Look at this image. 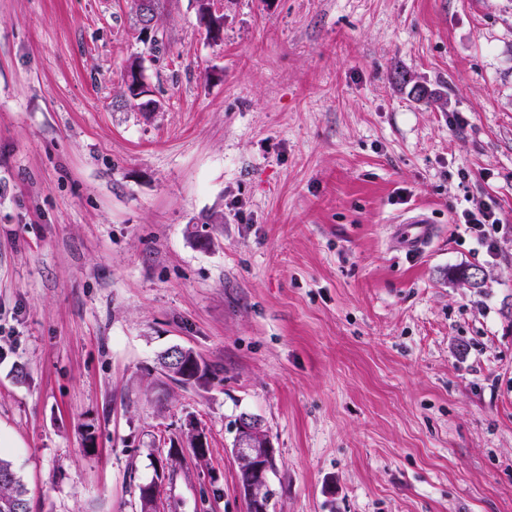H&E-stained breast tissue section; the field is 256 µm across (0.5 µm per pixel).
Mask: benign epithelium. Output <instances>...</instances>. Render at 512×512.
Listing matches in <instances>:
<instances>
[{"mask_svg":"<svg viewBox=\"0 0 512 512\" xmlns=\"http://www.w3.org/2000/svg\"><path fill=\"white\" fill-rule=\"evenodd\" d=\"M142 22L139 34L148 38L154 32V22L150 18L154 12L152 0L138 2ZM198 20L209 32L211 39L218 41L224 37V0H195ZM127 82L133 83L131 101L136 109L145 112L157 111L158 105L153 101V91L143 79V58L139 57L128 64ZM198 360L197 354L190 348L173 346L167 349L159 359L163 373L169 378H179V369L185 359ZM259 419L245 415L236 424L234 451L239 473L244 477L240 482V492L248 503L250 512H266L269 500L257 493V490L269 486L270 475L275 470V449L268 436L260 432ZM173 448H192L195 456H200L208 447L205 431L193 419L187 423L185 439L171 442ZM143 508L148 512H157L160 482L153 481L141 486Z\"/></svg>","mask_w":512,"mask_h":512,"instance_id":"benign-epithelium-1","label":"benign epithelium"}]
</instances>
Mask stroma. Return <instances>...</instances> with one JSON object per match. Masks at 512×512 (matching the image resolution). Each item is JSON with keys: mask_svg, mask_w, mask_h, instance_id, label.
<instances>
[{"mask_svg": "<svg viewBox=\"0 0 512 512\" xmlns=\"http://www.w3.org/2000/svg\"><path fill=\"white\" fill-rule=\"evenodd\" d=\"M165 4L149 43L131 0H0V457L29 512H140L154 480L158 512H247L243 413L271 512H512V0H224L219 41ZM137 56L160 111L119 105ZM414 207L422 255L388 241ZM174 345L209 386L162 373ZM190 417L202 460L170 449ZM467 202L470 204L461 213L462 223L483 242L487 253L492 255L497 249V240L491 231L495 234V228L501 223L500 218L494 207L486 201L469 198ZM197 356L198 355L190 348L181 347V346H173V347L167 349L160 356L159 364L161 366L163 373L167 377H169L170 379L174 378V381L182 386H188V385L192 386V383H190V381H191V379L194 378V376L196 375L198 370H199L198 375L195 377V379L201 375V371H202L201 377L206 376V375L211 377L214 374V372L211 369V366L209 364H206L204 361H203L204 369L202 370V365L200 363V360L198 359L199 356L198 357ZM187 358H190L194 362L197 361L199 363V368L196 363L191 364L190 366H188L185 369V371L182 373V378H180L181 374L179 372V369L181 368L183 361ZM175 378H180V379H175ZM260 429V420L251 415L243 416L236 424L234 451L239 473L244 477L239 489L251 512H267L271 499L257 490L269 486L276 465L272 442L266 434L258 432Z\"/></svg>", "mask_w": 512, "mask_h": 512, "instance_id": "obj_1", "label": "stroma"}]
</instances>
